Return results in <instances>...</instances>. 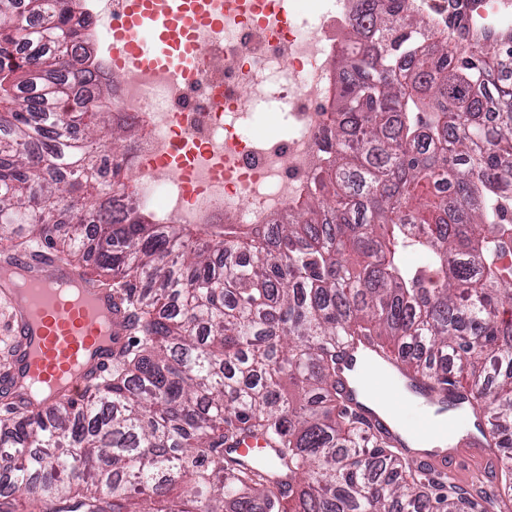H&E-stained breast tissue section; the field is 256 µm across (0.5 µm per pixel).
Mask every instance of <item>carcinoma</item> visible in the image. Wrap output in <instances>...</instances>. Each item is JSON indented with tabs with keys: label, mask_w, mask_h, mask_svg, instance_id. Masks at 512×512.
Instances as JSON below:
<instances>
[{
	"label": "carcinoma",
	"mask_w": 512,
	"mask_h": 512,
	"mask_svg": "<svg viewBox=\"0 0 512 512\" xmlns=\"http://www.w3.org/2000/svg\"><path fill=\"white\" fill-rule=\"evenodd\" d=\"M80 0H0V241L96 254L132 321L79 402L10 409L11 480L54 512H512V455L490 493L418 467L336 388V347L367 338L446 390L473 433L512 448V83L500 47L460 54L409 0H358L337 61L332 159L288 223L154 224L113 206L135 127L97 103ZM503 108L491 120L484 106ZM112 138V181L103 180ZM73 195L57 210L61 193ZM421 253L423 270L401 262ZM263 436L270 463L224 445Z\"/></svg>",
	"instance_id": "1"
}]
</instances>
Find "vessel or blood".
Masks as SVG:
<instances>
[{
	"instance_id": "1",
	"label": "vessel or blood",
	"mask_w": 512,
	"mask_h": 512,
	"mask_svg": "<svg viewBox=\"0 0 512 512\" xmlns=\"http://www.w3.org/2000/svg\"><path fill=\"white\" fill-rule=\"evenodd\" d=\"M122 17L112 25L107 52L124 70L160 67L172 78L185 75L196 54L194 30L218 26L205 0H122ZM447 21L458 44L474 46L512 39V0H450ZM0 307L12 338L0 363V401L22 410L45 411L57 401L79 398L86 385L112 368L128 330L123 309L112 304V289L81 267L40 250L0 255ZM344 396L375 431L393 441L443 440L439 452L412 451L417 464L458 474L461 463L487 465L497 455L460 429L405 424L392 400L384 410L374 399L411 393L426 411L445 407L447 395L424 380L407 378L374 345L360 341L338 355ZM241 460L268 458L273 448L261 437H245L231 450Z\"/></svg>"
}]
</instances>
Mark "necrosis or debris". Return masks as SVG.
<instances>
[{"label": "necrosis or debris", "instance_id": "1", "mask_svg": "<svg viewBox=\"0 0 512 512\" xmlns=\"http://www.w3.org/2000/svg\"><path fill=\"white\" fill-rule=\"evenodd\" d=\"M314 5L291 20L288 0H210L224 31L197 33L201 52L183 80L160 71L132 78L92 57L100 78L112 81L108 105L141 130L125 153L138 180L118 204L213 235L228 224L282 222L327 164L319 143L340 34L356 2ZM270 100L275 131H253L254 105Z\"/></svg>", "mask_w": 512, "mask_h": 512}]
</instances>
